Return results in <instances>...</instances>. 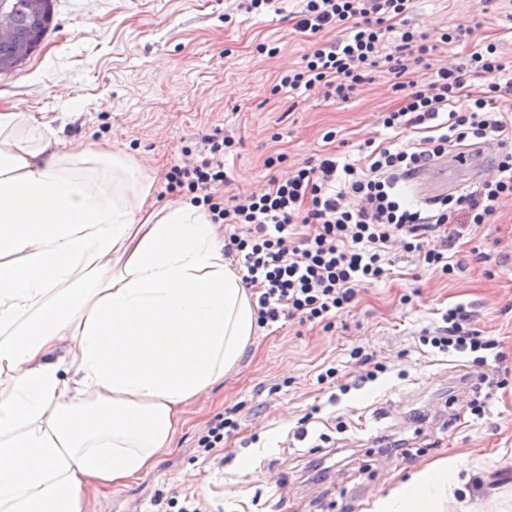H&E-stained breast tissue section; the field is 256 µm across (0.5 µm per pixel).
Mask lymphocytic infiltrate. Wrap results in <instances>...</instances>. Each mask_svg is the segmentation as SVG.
Instances as JSON below:
<instances>
[{"label": "lymphocytic infiltrate", "instance_id": "lymphocytic-infiltrate-1", "mask_svg": "<svg viewBox=\"0 0 512 512\" xmlns=\"http://www.w3.org/2000/svg\"><path fill=\"white\" fill-rule=\"evenodd\" d=\"M301 2L294 27L316 43L297 69L281 77V86L345 101L372 74L387 73L398 104L381 114L380 123L424 136L405 144L369 139L360 144L357 162L342 164L328 154L249 193L222 198L217 192L228 182L224 157L235 145L223 129L203 136L195 161L170 167L166 192L187 190L194 203L207 206L213 223L229 226L224 256L240 267L246 287L258 289L261 327L286 318L329 322L353 305L361 288L388 273L395 239L428 267L452 274L447 245L425 248L426 235L460 222L489 223L500 203L512 198V77L497 43L482 42L434 68L430 59L439 47L469 44L473 27L447 28L435 44L409 24L410 0ZM328 29L337 38H323ZM422 66L432 69L425 81L418 78ZM476 76L486 81L478 95L470 90ZM492 140L500 147L497 180L445 197L428 210L404 195L401 184L414 169L450 150ZM442 321L422 332V346L486 363L496 342L472 328L462 306L449 308Z\"/></svg>", "mask_w": 512, "mask_h": 512}]
</instances>
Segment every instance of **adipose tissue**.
Segmentation results:
<instances>
[{
    "instance_id": "1",
    "label": "adipose tissue",
    "mask_w": 512,
    "mask_h": 512,
    "mask_svg": "<svg viewBox=\"0 0 512 512\" xmlns=\"http://www.w3.org/2000/svg\"><path fill=\"white\" fill-rule=\"evenodd\" d=\"M153 192L124 149L0 110V512H87L148 472L255 334L209 212ZM468 482L450 457L368 512H479Z\"/></svg>"
}]
</instances>
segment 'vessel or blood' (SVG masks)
I'll return each mask as SVG.
<instances>
[{
	"mask_svg": "<svg viewBox=\"0 0 512 512\" xmlns=\"http://www.w3.org/2000/svg\"><path fill=\"white\" fill-rule=\"evenodd\" d=\"M488 160L487 153L477 148L453 150L415 171L410 180L420 197L430 204L463 184L477 182Z\"/></svg>",
	"mask_w": 512,
	"mask_h": 512,
	"instance_id": "b4317fda",
	"label": "vessel or blood"
}]
</instances>
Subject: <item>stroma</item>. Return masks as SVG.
I'll return each instance as SVG.
<instances>
[{"mask_svg":"<svg viewBox=\"0 0 512 512\" xmlns=\"http://www.w3.org/2000/svg\"><path fill=\"white\" fill-rule=\"evenodd\" d=\"M299 0L250 13L239 0H56L39 49L0 74V108L21 105L37 123L62 131L64 148L109 142L155 177L156 206L182 200L164 176L183 149L220 126L237 144L224 159L230 191L266 183L267 156L287 165L327 152L358 159L367 138L390 140L379 123L395 104L387 74L352 98L329 101L316 90L290 92L281 75L313 43L290 21ZM407 19L438 40L446 27L476 22L474 42H497L512 65V9L482 10L479 0H411ZM275 55L259 52V44ZM335 131V142L323 139ZM446 276L394 247V264L364 288L331 328L298 319L257 329L237 366L189 404L173 449L147 474L109 492H90L88 512H159L169 498H190L202 512H367L372 501L411 474L455 456L486 467L512 489V200L489 223L452 224ZM460 305L493 338L504 361L481 366L483 416L462 397L472 364L423 350L422 330ZM362 347L385 365L360 382L350 359ZM349 385L336 404L318 383L324 367ZM334 383V384H335ZM233 412L237 431L211 454L205 427ZM305 437H298V430ZM403 441L408 457L387 453Z\"/></svg>","mask_w":512,"mask_h":512,"instance_id":"obj_1","label":"stroma"}]
</instances>
